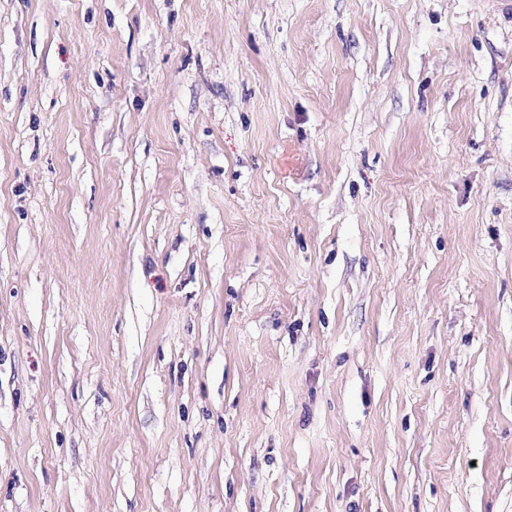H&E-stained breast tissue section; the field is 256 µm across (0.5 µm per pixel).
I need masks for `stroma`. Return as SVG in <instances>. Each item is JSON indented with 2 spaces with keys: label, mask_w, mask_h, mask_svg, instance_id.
<instances>
[{
  "label": "stroma",
  "mask_w": 512,
  "mask_h": 512,
  "mask_svg": "<svg viewBox=\"0 0 512 512\" xmlns=\"http://www.w3.org/2000/svg\"><path fill=\"white\" fill-rule=\"evenodd\" d=\"M0 512H512V10L0 0Z\"/></svg>",
  "instance_id": "stroma-1"
}]
</instances>
